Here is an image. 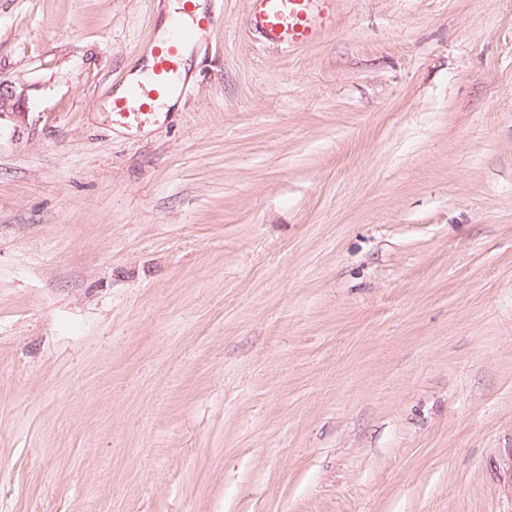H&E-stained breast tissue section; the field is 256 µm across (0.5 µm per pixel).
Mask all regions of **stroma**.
Listing matches in <instances>:
<instances>
[{"mask_svg":"<svg viewBox=\"0 0 512 512\" xmlns=\"http://www.w3.org/2000/svg\"><path fill=\"white\" fill-rule=\"evenodd\" d=\"M0 0V512H512V0ZM252 24L276 45H295L313 40L323 19L319 5L331 0H253ZM180 7L181 5L179 6L175 3L171 7L172 17L164 22L156 41L158 43L166 42L169 36L168 29L170 22L178 15H181L188 25H175L171 40L167 46H153L151 53L155 58V63L153 56L148 53L145 62L129 76V84H136L142 81L152 71V68L154 75L153 85H158L170 91L180 84L181 74L178 65L179 51L184 44L190 43L194 36L204 33V30L197 27L196 23L195 25L192 24V19L188 15L182 14L176 10L177 8L180 9ZM189 25L194 28L195 35L193 28ZM27 112L25 88L9 80H0V119L7 115L25 116ZM126 92L127 88L116 90L110 101L125 97ZM157 96L158 91L155 88H149L146 84L139 83L131 88L126 98L115 102V106L119 108L120 112H115L114 116L122 123L139 126L154 117L151 112L143 111L148 107L146 100H154Z\"/></svg>","mask_w":512,"mask_h":512,"instance_id":"1","label":"stroma"}]
</instances>
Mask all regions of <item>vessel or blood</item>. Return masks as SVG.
<instances>
[{
	"mask_svg": "<svg viewBox=\"0 0 512 512\" xmlns=\"http://www.w3.org/2000/svg\"><path fill=\"white\" fill-rule=\"evenodd\" d=\"M327 0H254L252 24L261 30L269 43L295 45L313 40L321 26L320 5ZM194 38V30L185 24L176 25L167 46L152 47L155 58L152 84H137L118 104L117 120L139 125L150 120L148 100L158 95L159 89H173L181 82L178 57L184 44Z\"/></svg>",
	"mask_w": 512,
	"mask_h": 512,
	"instance_id": "obj_1",
	"label": "vessel or blood"
}]
</instances>
